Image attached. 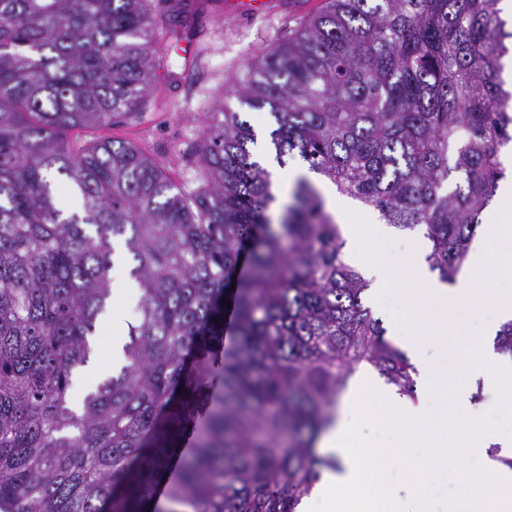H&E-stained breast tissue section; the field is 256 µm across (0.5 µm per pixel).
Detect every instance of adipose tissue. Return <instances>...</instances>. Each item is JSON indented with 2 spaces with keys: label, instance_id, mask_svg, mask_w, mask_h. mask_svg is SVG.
I'll list each match as a JSON object with an SVG mask.
<instances>
[{
  "label": "adipose tissue",
  "instance_id": "ef3b65f1",
  "mask_svg": "<svg viewBox=\"0 0 512 512\" xmlns=\"http://www.w3.org/2000/svg\"><path fill=\"white\" fill-rule=\"evenodd\" d=\"M496 199L490 222L484 227L485 237L473 244L467 268L455 283L441 282L429 270L422 244L415 249L405 273V300L413 304L424 297L429 301L428 311L422 316L425 336L414 337L400 325L395 334L419 369L423 383L448 375L447 368L428 362L425 341L433 339L444 349L457 347L458 340L446 314L458 302L473 296V276L486 264L488 238L512 243V178L500 181ZM374 397L381 399L389 413L408 416L410 439L425 448L423 457L407 460L401 447L381 448L369 457L360 452L357 423L372 416L369 401ZM320 450L335 456L341 468L324 473L311 495L303 499L299 512H400L388 477L394 463L408 461L412 484L418 487L434 471L461 469L473 455L482 456L483 468L478 475L465 476L464 483L469 497L478 505L477 512H512V468L503 463L504 458H512V435L476 430L463 418L451 431H438L428 422L423 403L393 392L382 393L364 373L346 398L340 420L322 437Z\"/></svg>",
  "mask_w": 512,
  "mask_h": 512
}]
</instances>
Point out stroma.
Wrapping results in <instances>:
<instances>
[{
	"label": "stroma",
	"instance_id": "35a3bbf8",
	"mask_svg": "<svg viewBox=\"0 0 512 512\" xmlns=\"http://www.w3.org/2000/svg\"><path fill=\"white\" fill-rule=\"evenodd\" d=\"M186 2L195 15L197 34L190 41L177 42L165 36L170 0H152L155 26L162 34L157 49L166 64L156 70L150 93L140 110L116 116L107 126L69 134L70 140L80 143L99 138L129 142L178 183L195 179L197 175L195 148L203 135L204 115L215 104H225L241 113L258 134V149H265L273 127L272 118L267 111L242 104L236 88L251 61L275 42L287 38L323 5V0H304L305 7L298 13L281 9L265 17L239 19L225 16L224 0ZM395 239L396 247L386 258L392 291L385 296L366 291L365 304L373 311L381 306L395 307L405 330L416 334L420 331L419 319L408 312L397 292L406 271L400 258L410 252V235L399 231ZM487 316V309L472 299L448 312V322L461 342L459 375L436 382L426 394V412L436 426L452 427L457 418L453 394L460 383V374L468 370L469 349L479 341ZM511 392L512 381H498L494 389L484 388L479 396L470 397L467 412L475 424L494 418L500 422L502 432H512V413L494 401L495 394Z\"/></svg>",
	"mask_w": 512,
	"mask_h": 512
}]
</instances>
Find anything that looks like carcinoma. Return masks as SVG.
I'll use <instances>...</instances> for the list:
<instances>
[{
    "mask_svg": "<svg viewBox=\"0 0 512 512\" xmlns=\"http://www.w3.org/2000/svg\"><path fill=\"white\" fill-rule=\"evenodd\" d=\"M150 3L0 0V512H297L339 469L317 443L360 366L416 394L318 186L297 179L270 222L240 113H207L195 183L124 142L68 139L145 101ZM189 28L175 0L166 34ZM511 53L494 0H323L237 94L274 118L279 164L297 155L384 223L425 230L452 284L507 178ZM51 171L80 210L64 213ZM116 242L139 317L117 372L75 404ZM496 346L512 356V321Z\"/></svg>",
    "mask_w": 512,
    "mask_h": 512,
    "instance_id": "1",
    "label": "carcinoma"
}]
</instances>
